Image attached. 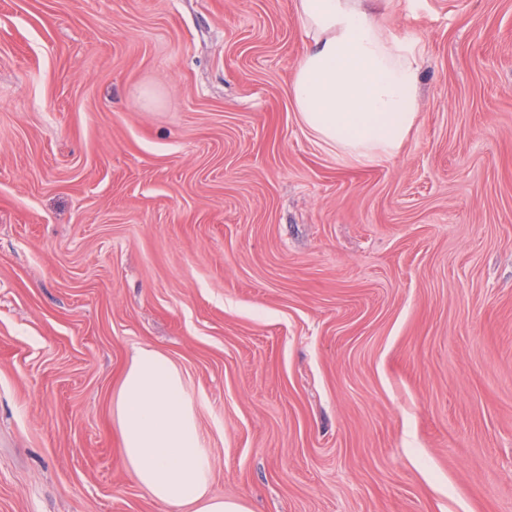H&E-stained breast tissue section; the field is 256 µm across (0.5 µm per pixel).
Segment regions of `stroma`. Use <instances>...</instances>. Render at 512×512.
Masks as SVG:
<instances>
[{
	"label": "stroma",
	"instance_id": "35a3bbf8",
	"mask_svg": "<svg viewBox=\"0 0 512 512\" xmlns=\"http://www.w3.org/2000/svg\"><path fill=\"white\" fill-rule=\"evenodd\" d=\"M401 151L288 95L295 0H0V512H179L129 474L136 347L252 512H512V0H390Z\"/></svg>",
	"mask_w": 512,
	"mask_h": 512
}]
</instances>
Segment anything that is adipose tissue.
Listing matches in <instances>:
<instances>
[{
    "label": "adipose tissue",
    "mask_w": 512,
    "mask_h": 512,
    "mask_svg": "<svg viewBox=\"0 0 512 512\" xmlns=\"http://www.w3.org/2000/svg\"><path fill=\"white\" fill-rule=\"evenodd\" d=\"M295 10L309 40L288 89L302 128L361 164L396 155L418 119L421 47L389 33L376 0H296ZM113 417L127 468L155 500L182 512H251L243 499L211 495L192 400L165 353L136 349Z\"/></svg>",
    "instance_id": "ef3b65f1"
}]
</instances>
